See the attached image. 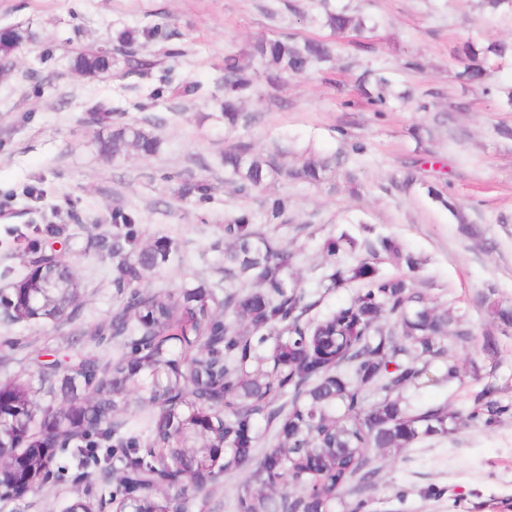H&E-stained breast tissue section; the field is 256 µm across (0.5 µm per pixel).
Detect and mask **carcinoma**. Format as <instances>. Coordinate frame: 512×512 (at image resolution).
Instances as JSON below:
<instances>
[{"label":"carcinoma","mask_w":512,"mask_h":512,"mask_svg":"<svg viewBox=\"0 0 512 512\" xmlns=\"http://www.w3.org/2000/svg\"><path fill=\"white\" fill-rule=\"evenodd\" d=\"M490 15L512 16V0H478ZM322 23L335 34L370 33L375 26L348 7L323 5ZM161 35L155 27L124 30L118 47ZM27 28L0 32V56L11 55L33 41ZM464 64L459 77L482 88L490 62L512 57V40L483 46L467 40L457 49ZM249 56H224V124L246 118L242 103L260 76L276 82L331 60L332 44L293 35L256 40ZM114 58L100 51L79 52L71 68L88 77L112 70ZM358 90L376 112L412 98L398 91L382 69L367 70ZM134 148L154 154L157 136L139 126H122L100 141L114 159ZM277 154L253 153L246 146L224 154V170L233 192L250 198L276 167ZM332 159L308 158L286 176L308 183L325 179ZM270 220L286 222L288 200L267 202ZM113 284L123 289L121 304L99 334L128 338L129 352L108 363L93 353L75 361L42 364L45 377L62 375L70 393L67 405L44 411L33 431L35 403L30 388L16 381L0 385V396L14 405L0 416V489L15 479L12 460L28 451L32 487L68 468L87 479L90 469L121 464L112 503L122 512H196L199 499L221 476L247 472L237 512H365V492L377 469L368 450L412 448L425 438L446 436L467 424L490 426L512 413V404L492 399L487 387L476 393L467 413L446 406L417 409L406 393L426 377L430 361L442 359L441 379L461 380L457 361L445 358L443 342L453 336L467 344L468 329L451 330L452 311L429 303L414 287L410 273L420 259L402 253L390 238L363 243L346 234L328 243L326 288L357 283L354 299L320 317L307 300L291 267L293 256L277 249L255 227V215L241 209L224 224V279L230 289L215 300L198 286L179 292H152L143 286L147 274L169 260L171 242L160 238L141 245L136 216L112 214ZM364 247L371 255L389 253L407 272L381 277L361 262L341 266L340 253ZM6 306L22 307L28 316L73 321L80 303L67 264L39 255L16 282ZM148 405L147 435L116 416L132 406ZM112 446L100 452L99 442ZM141 489L129 497L130 488Z\"/></svg>","instance_id":"carcinoma-1"}]
</instances>
